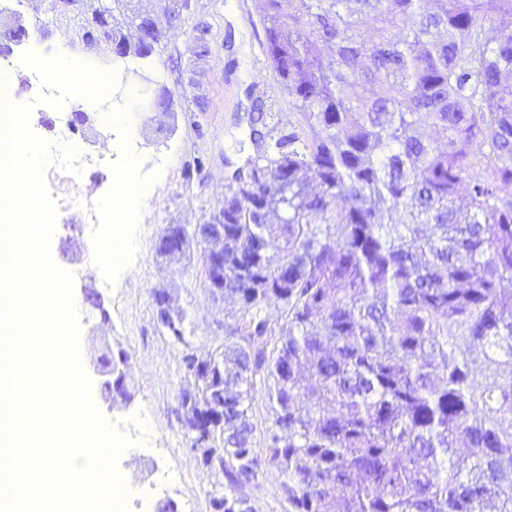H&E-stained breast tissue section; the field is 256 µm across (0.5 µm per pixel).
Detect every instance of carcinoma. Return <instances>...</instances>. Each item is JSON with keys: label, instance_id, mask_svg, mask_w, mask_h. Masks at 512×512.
I'll use <instances>...</instances> for the list:
<instances>
[{"label": "carcinoma", "instance_id": "cac0c4a2", "mask_svg": "<svg viewBox=\"0 0 512 512\" xmlns=\"http://www.w3.org/2000/svg\"><path fill=\"white\" fill-rule=\"evenodd\" d=\"M62 1L90 40L78 0L52 9ZM422 2L264 0L266 55L309 132L250 120L257 155L183 242L224 225V295L241 311L224 373L206 369L210 354L183 358L196 382L183 426L193 448L210 436L203 461L227 479L211 512H252L241 485L264 460L288 512H512V26L485 37L512 0ZM113 4L137 31L132 42L111 23L118 57H151L153 17ZM209 34L193 28L200 59ZM373 82L383 94L367 95ZM420 124L447 130L446 146ZM271 301L285 322L268 356ZM476 349L493 365L480 377ZM259 381L264 457L249 414Z\"/></svg>", "mask_w": 512, "mask_h": 512}]
</instances>
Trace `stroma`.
<instances>
[{"label": "stroma", "mask_w": 512, "mask_h": 512, "mask_svg": "<svg viewBox=\"0 0 512 512\" xmlns=\"http://www.w3.org/2000/svg\"><path fill=\"white\" fill-rule=\"evenodd\" d=\"M193 4L191 15L176 25L158 12L154 0H141V10L154 13L162 32L149 64L125 74L113 112L103 110L93 97L75 101L88 115L74 136L93 158L86 179L96 197L108 202L123 193L129 208L152 214L147 223L123 225L131 247L126 266L111 267L101 255L103 241L112 236L111 225L88 229L64 207L61 165L68 152L50 125L58 116L54 102L45 101L41 112L29 115L30 132L49 144L45 180L57 206L50 254L57 267L73 276L83 370L100 414L131 441L116 462L130 491L128 512H155L168 500L178 512H211L209 493L218 483L185 437L180 397L194 380L182 360L188 353L204 355L221 347L224 326L233 322L237 307L229 300L213 301L201 274L200 249L162 258L156 253L158 239L168 225L202 223L222 204L226 170L254 154L248 128L254 101H264L279 126L304 121L273 76L260 25L263 0ZM200 22L210 25L212 34V51L202 60L191 39ZM62 42V27L51 24L40 40H27L14 50L1 88L13 103L30 105L28 72ZM162 85L173 92L169 109L145 108L146 89ZM159 287L188 315L185 343L175 342L157 323L152 292ZM88 291L100 296L102 308L84 302ZM107 346L127 355L122 370L131 401L106 400L91 373L94 357ZM144 414L151 417V426L134 429V421ZM171 471L180 473V480L162 484L161 475ZM279 484L278 470L263 465L257 480L244 489L256 512H288Z\"/></svg>", "instance_id": "1"}]
</instances>
